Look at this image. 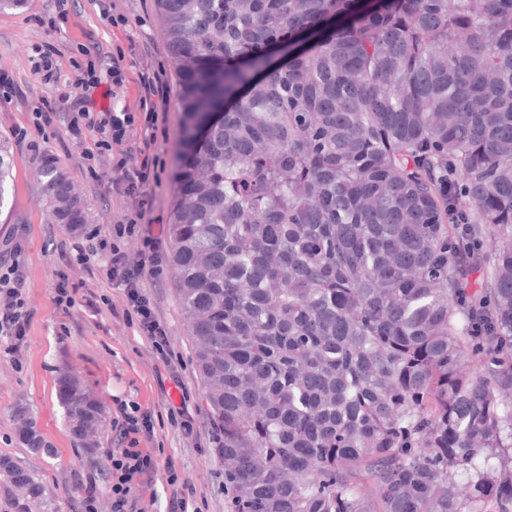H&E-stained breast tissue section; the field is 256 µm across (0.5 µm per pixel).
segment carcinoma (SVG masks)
<instances>
[{
  "instance_id": "1",
  "label": "carcinoma",
  "mask_w": 512,
  "mask_h": 512,
  "mask_svg": "<svg viewBox=\"0 0 512 512\" xmlns=\"http://www.w3.org/2000/svg\"><path fill=\"white\" fill-rule=\"evenodd\" d=\"M155 10L182 113L169 261L229 512H512V0ZM10 168L0 138V207ZM41 180L55 223H87ZM59 395L82 444L102 410L69 376ZM18 434L42 448L24 411Z\"/></svg>"
}]
</instances>
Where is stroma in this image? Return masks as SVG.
<instances>
[{
	"instance_id": "obj_1",
	"label": "stroma",
	"mask_w": 512,
	"mask_h": 512,
	"mask_svg": "<svg viewBox=\"0 0 512 512\" xmlns=\"http://www.w3.org/2000/svg\"><path fill=\"white\" fill-rule=\"evenodd\" d=\"M99 0H70L67 15H58L53 0H29L26 8L0 16V76L15 89L10 102H0V135L6 136L13 155V172L7 205L0 208V244L20 242L27 272L26 296L33 311L32 327L22 365H13L0 349V457L30 473L43 487L41 499L24 498L0 472V512H14L12 499H20L24 512H82L87 488L96 490L97 512H112V451L118 446L120 405L151 410L153 438L149 443L157 463L150 487L154 503L149 512H168L173 488L166 481L165 464H174L179 479L191 490L195 512H227L224 499V463L212 443L197 448L184 442L170 427L154 363L135 329L113 316L111 301L118 293L100 283L101 300L88 306L83 294L74 305L59 310L54 285L64 268L62 254L74 237L67 225L53 223L39 178L44 159L55 165L82 193L88 214L85 231L96 229L99 215L111 214L112 196L89 182L79 167L80 149L63 129L47 130L34 142L17 140V126L44 102L57 100L74 79V64L94 62L106 76L112 57L129 48L151 53L153 62L168 63L169 54L156 15L154 0H118L129 19L126 28L106 24ZM57 48L61 83L46 87L33 77L30 58L44 42ZM166 275L154 296L167 323L170 340L181 361V375L189 391L190 406L204 428L212 422L195 368L189 328L173 286ZM77 376L88 385L103 408L104 421L95 438L97 453L86 458L72 437L60 404L58 379ZM26 409L44 438L47 452L34 451L17 433V413Z\"/></svg>"
}]
</instances>
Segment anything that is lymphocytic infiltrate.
Segmentation results:
<instances>
[{"label": "lymphocytic infiltrate", "mask_w": 512, "mask_h": 512, "mask_svg": "<svg viewBox=\"0 0 512 512\" xmlns=\"http://www.w3.org/2000/svg\"><path fill=\"white\" fill-rule=\"evenodd\" d=\"M108 78L107 93L111 96L129 81H136L138 111L99 108L93 93L100 82L90 65L82 77L76 78L74 94L60 100V112L36 110L31 127L16 131L24 138L62 122L68 138L81 148L82 170L123 202L110 222L76 238L70 253L64 254L67 270L56 281L55 302L59 308L69 309L77 292L88 289L90 280L96 278L106 280L118 291L124 320L135 327L155 366L165 371L172 385L175 396L166 404L170 426L183 440L196 444L202 435L201 423L189 410L190 396L179 371L180 363L152 293L167 270L162 238L154 229L152 193L164 167L156 145L167 136L166 74L146 61L131 76L122 59L116 58ZM135 130L142 133L137 142L131 139ZM19 256L15 246L0 252V342L6 343L8 355L17 362L25 353L33 319L26 301V272ZM151 425L152 414L148 411L140 418L129 419L124 435L130 445L112 455V512H135L150 485L155 463L141 443L150 435Z\"/></svg>", "instance_id": "lymphocytic-infiltrate-1"}]
</instances>
